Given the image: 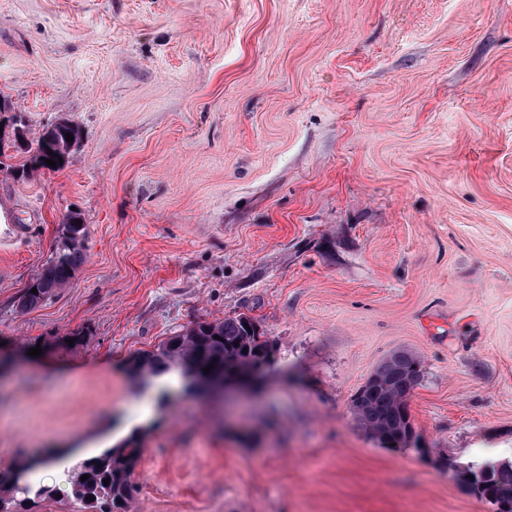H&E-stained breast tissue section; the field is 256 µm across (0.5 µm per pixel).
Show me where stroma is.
Returning <instances> with one entry per match:
<instances>
[{
	"instance_id": "obj_1",
	"label": "stroma",
	"mask_w": 512,
	"mask_h": 512,
	"mask_svg": "<svg viewBox=\"0 0 512 512\" xmlns=\"http://www.w3.org/2000/svg\"><path fill=\"white\" fill-rule=\"evenodd\" d=\"M0 96L82 132L0 171V467L136 434L131 512H491L452 467L512 462V0H0ZM72 209L86 263L20 308ZM241 313L255 395L135 373ZM398 351L387 448L352 401ZM72 128L65 125H46L38 137L29 139L27 131L25 132V149L18 151L25 155L24 162L17 165H9L11 168L10 175L18 182L30 181L37 174L59 172L66 168L71 153L65 151L68 148L74 150L81 139V133L74 135L73 142L66 141L65 134L71 133ZM49 151H53V155H49ZM58 157H61L63 163H59ZM44 159L56 161V168L47 166ZM421 368L417 355L396 352L368 377L353 400L356 419L385 447H406L414 439L408 404Z\"/></svg>"
}]
</instances>
